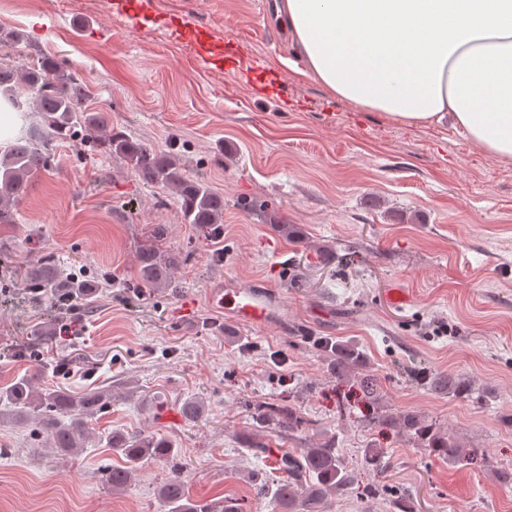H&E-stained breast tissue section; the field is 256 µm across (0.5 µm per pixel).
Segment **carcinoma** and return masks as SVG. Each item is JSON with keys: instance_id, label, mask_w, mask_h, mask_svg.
Wrapping results in <instances>:
<instances>
[{"instance_id": "obj_1", "label": "carcinoma", "mask_w": 512, "mask_h": 512, "mask_svg": "<svg viewBox=\"0 0 512 512\" xmlns=\"http://www.w3.org/2000/svg\"><path fill=\"white\" fill-rule=\"evenodd\" d=\"M89 96L88 83L52 57L17 65L0 62V97L18 112L38 113V123L0 151V224L14 223V205L27 194L30 178L50 165L54 143L64 140L118 156L142 180L171 192L181 204L182 223L214 229L224 223V195L188 176L171 153L112 129L104 111L85 107ZM173 266V258L153 246L143 247L137 254L138 277L146 287L159 288L168 283ZM21 288L73 309L85 305L90 295L88 285L65 278L50 262L39 263L22 281ZM317 346L336 378L356 384L363 397L376 405L373 424L394 429L450 465L465 462L478 466L486 461V455L466 447L436 422L413 411L394 413L382 405V387L367 370V357L357 343L322 339ZM431 386L438 393L458 398L471 392L470 380L458 374H438L432 377ZM0 402L12 408L19 419L34 424L35 431L58 452L73 455L94 434L93 419L112 406V389L72 394L21 378L0 389ZM256 419L280 435L298 432L305 424L295 407L282 403L261 406ZM100 439L125 458L123 467L104 468L105 480L112 488L126 486L144 460L163 458L173 463V474L158 488L167 512H243L237 498L217 502L192 498L182 476L183 465L175 458L167 438L129 437L120 431H108ZM276 470L280 471L279 478L262 483L260 489L270 496L277 512H325L332 496L358 482L357 476L343 466L331 440L281 455Z\"/></svg>"}]
</instances>
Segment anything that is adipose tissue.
<instances>
[{"label": "adipose tissue", "instance_id": "ef3b65f1", "mask_svg": "<svg viewBox=\"0 0 512 512\" xmlns=\"http://www.w3.org/2000/svg\"><path fill=\"white\" fill-rule=\"evenodd\" d=\"M331 95L415 127L449 121L512 163V0H277Z\"/></svg>", "mask_w": 512, "mask_h": 512}]
</instances>
